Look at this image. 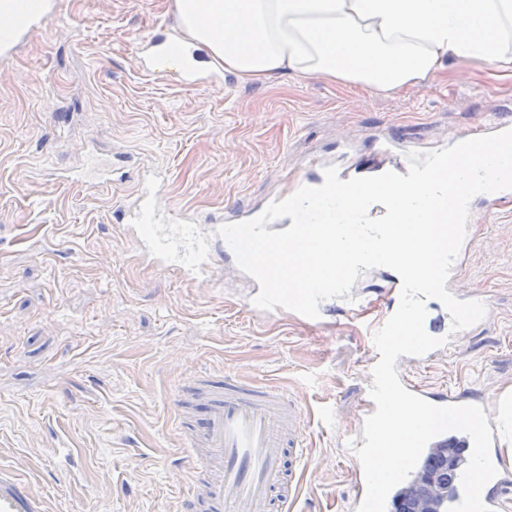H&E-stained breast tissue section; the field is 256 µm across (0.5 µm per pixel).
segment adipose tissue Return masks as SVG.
<instances>
[{
    "mask_svg": "<svg viewBox=\"0 0 512 512\" xmlns=\"http://www.w3.org/2000/svg\"><path fill=\"white\" fill-rule=\"evenodd\" d=\"M192 68L239 82L317 76L398 93L448 60L512 71V0H174Z\"/></svg>",
    "mask_w": 512,
    "mask_h": 512,
    "instance_id": "ef3b65f1",
    "label": "adipose tissue"
}]
</instances>
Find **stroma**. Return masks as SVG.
Listing matches in <instances>:
<instances>
[{
  "mask_svg": "<svg viewBox=\"0 0 512 512\" xmlns=\"http://www.w3.org/2000/svg\"><path fill=\"white\" fill-rule=\"evenodd\" d=\"M57 9L0 64V463L21 465L50 512H186L171 395L191 373L236 372L303 402L312 463L296 512H350L337 430L360 410L365 338L339 311L320 329L251 316L230 270L219 288L155 273L121 231L125 206L149 172L160 211L203 220L266 202L310 157L368 169L381 135L427 151L488 114L512 122V77L452 62L397 95L317 76L195 89L176 67L145 75L135 53L176 32L172 0ZM90 152L112 159L110 194L57 176ZM473 234L463 285L494 318L408 373L486 400L512 393V200ZM328 406L334 430L317 423Z\"/></svg>",
  "mask_w": 512,
  "mask_h": 512,
  "instance_id": "obj_1",
  "label": "stroma"
}]
</instances>
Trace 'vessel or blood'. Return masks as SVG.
<instances>
[{"instance_id":"vessel-or-blood-1","label":"vessel or blood","mask_w":512,"mask_h":512,"mask_svg":"<svg viewBox=\"0 0 512 512\" xmlns=\"http://www.w3.org/2000/svg\"><path fill=\"white\" fill-rule=\"evenodd\" d=\"M32 25L39 26L57 19L54 0H25ZM159 40L149 35L142 39L143 71L149 76L161 75L164 53L158 52ZM382 163L375 174L386 170L406 173V158L385 165L393 144L383 138L376 142ZM157 184L143 190L140 201L128 214L125 232L142 247L144 258L161 271H176L191 283H216L225 261L234 257L228 243L217 234V223L204 226L188 223L184 212H160L155 203ZM472 238H465L452 266L446 288L461 300L486 301V294L462 290L459 282L472 248ZM401 293L400 280H393L375 322L364 325L366 336H374L397 310ZM426 331L435 337L447 336L451 319L443 305L428 300ZM404 387L428 402L444 406L469 404L465 392L431 388L401 375ZM204 399L208 416L200 432L182 431L190 450L188 467L192 485L188 498L196 512H287L300 486V472L309 462L305 443L309 424L302 404L287 392L270 384H259L242 375L224 374L222 385L209 376L191 374L174 390L177 408H184L185 395ZM492 430L490 450L492 462L498 463L497 475L490 491L481 495L491 512H501L502 492L512 487V470L501 466L505 437L504 410H512V397L484 402ZM434 448L455 449L454 465L448 471V488L441 502L443 512L458 504L463 497L461 475L469 461L473 442L465 432L449 430L430 442ZM0 512H48L47 501L35 494L21 467H0Z\"/></svg>"}]
</instances>
